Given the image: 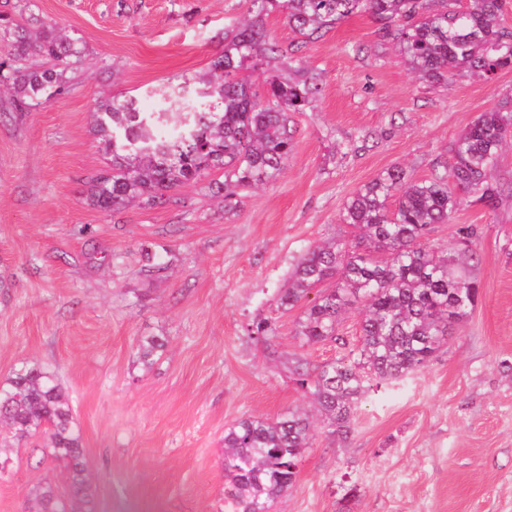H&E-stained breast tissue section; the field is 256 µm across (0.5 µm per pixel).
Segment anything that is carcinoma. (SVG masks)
Here are the masks:
<instances>
[{
	"label": "carcinoma",
	"instance_id": "cac0c4a2",
	"mask_svg": "<svg viewBox=\"0 0 512 512\" xmlns=\"http://www.w3.org/2000/svg\"><path fill=\"white\" fill-rule=\"evenodd\" d=\"M248 18L224 22V47L210 72L182 77L151 92L155 104L142 108L134 96L96 103L93 130L110 156V169L86 182L88 204L117 212L137 202L155 207L171 192L210 178L225 204L238 191L271 180L294 146L290 113L315 107L319 74L299 67L294 76L271 75L259 88L249 71L270 69L287 57L265 26L281 9L305 40L340 21L367 14L398 45L425 81L447 85L458 77L492 80L512 67V26L502 23L507 0H246ZM79 42L61 36L56 24L32 14L24 23L0 19V84L13 90L19 107L38 108L67 82ZM512 136V98H503L474 118L451 144L449 158L416 179L393 167L359 189L346 203L345 221L354 239L310 247L296 263L280 296L292 309L309 301L298 322L302 344L329 342L347 355L310 368L301 359L292 373L322 417L328 432L347 439L359 401L372 389L424 368L447 343L474 305L478 292V229H460L457 251L444 254L430 244L438 224L471 196L487 206L499 195L492 181L507 138ZM141 260L160 275L166 263L144 248ZM316 297L308 300L312 290ZM360 317L354 347L339 330L347 313ZM165 340L148 336L137 358L151 366ZM0 424L17 440L47 439L40 460L62 467L72 502L94 512L85 473L82 437L70 400L50 371L22 362L0 383ZM314 425L303 412L247 416L224 430L225 512H272L296 482ZM29 512H66L52 486L35 490Z\"/></svg>",
	"mask_w": 512,
	"mask_h": 512
}]
</instances>
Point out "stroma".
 <instances>
[{"label":"stroma","instance_id":"35a3bbf8","mask_svg":"<svg viewBox=\"0 0 512 512\" xmlns=\"http://www.w3.org/2000/svg\"><path fill=\"white\" fill-rule=\"evenodd\" d=\"M244 10V0H0V14L40 13L83 48L43 107L19 112L0 94V381L25 361L57 375L96 512H224L225 428L305 404L290 358L338 355L301 344V309L279 305L299 258L352 239L343 215L360 187L396 165L429 177L478 114L512 96V69L490 83L419 80L369 16L307 42L276 10L268 33L322 80L315 108L292 115L279 175L230 213L203 180L165 206H88L85 179L108 165L95 102L207 71L225 18ZM493 179L495 206L468 202L430 235L450 250L459 228L477 227L475 306L425 368L362 401L347 441L317 434L274 512H512V149ZM146 246L167 261L163 275L145 270ZM263 319L261 341L252 325ZM144 336L166 341L148 370L136 355ZM269 344L282 359L268 358ZM42 445L0 435V512H28L46 484L69 499Z\"/></svg>","mask_w":512,"mask_h":512}]
</instances>
